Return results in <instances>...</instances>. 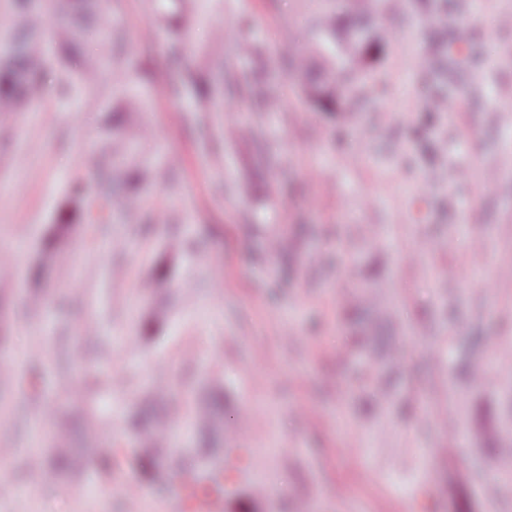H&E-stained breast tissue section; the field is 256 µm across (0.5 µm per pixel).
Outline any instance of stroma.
<instances>
[{"instance_id": "35a3bbf8", "label": "stroma", "mask_w": 512, "mask_h": 512, "mask_svg": "<svg viewBox=\"0 0 512 512\" xmlns=\"http://www.w3.org/2000/svg\"><path fill=\"white\" fill-rule=\"evenodd\" d=\"M322 9L104 6L148 101L136 162L159 170L132 216L110 204L120 169L98 105L111 75L90 96L51 69L28 111L0 112V512H184L177 471L198 450L237 459L225 512H512V475L479 454L507 397L456 378L458 337L479 332L488 357L512 341V25L497 22L512 0L372 10L394 39L345 118L305 100L283 54L318 41ZM173 11L187 18L177 33ZM458 29L474 34L461 50ZM241 37L271 69L239 54ZM205 58L204 79L238 85L216 112L188 76ZM435 93L455 112L427 111ZM361 283L399 323L377 322ZM365 333L405 355L381 394ZM76 348L80 368L64 361ZM84 398L106 430L71 433L79 472L31 476ZM148 402L170 425L157 483L129 425ZM448 405L452 430L435 416ZM90 440L111 449L110 475Z\"/></svg>"}]
</instances>
